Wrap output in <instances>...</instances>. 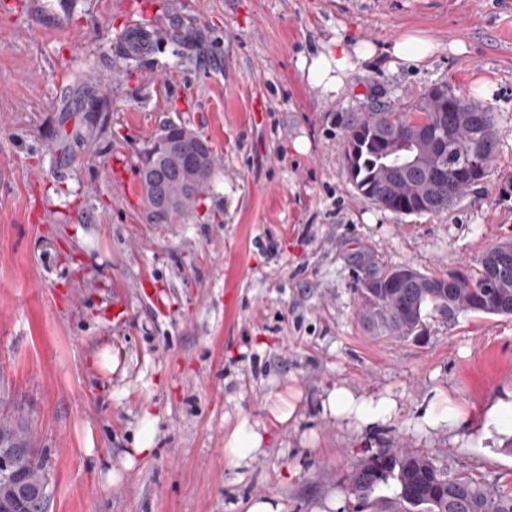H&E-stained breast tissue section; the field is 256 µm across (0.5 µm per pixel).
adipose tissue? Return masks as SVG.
Segmentation results:
<instances>
[{"label":"adipose tissue","mask_w":512,"mask_h":512,"mask_svg":"<svg viewBox=\"0 0 512 512\" xmlns=\"http://www.w3.org/2000/svg\"><path fill=\"white\" fill-rule=\"evenodd\" d=\"M376 54L370 44L354 48L340 45L337 48L302 59L300 67L312 81L326 91L338 90L356 61H367ZM397 408L394 399L387 396L363 397L350 390L337 387L328 392L322 402L326 416L356 425L370 426L392 419ZM425 426L433 431L464 432L475 444H483L491 435H499L502 441L512 440V389L487 404L481 424H474L469 414L453 405L448 398L435 401L424 417ZM265 429L258 422L241 419L229 435L224 456L233 466H241L263 450Z\"/></svg>","instance_id":"obj_1"}]
</instances>
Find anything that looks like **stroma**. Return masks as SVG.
Wrapping results in <instances>:
<instances>
[{
	"instance_id": "stroma-1",
	"label": "stroma",
	"mask_w": 512,
	"mask_h": 512,
	"mask_svg": "<svg viewBox=\"0 0 512 512\" xmlns=\"http://www.w3.org/2000/svg\"><path fill=\"white\" fill-rule=\"evenodd\" d=\"M137 20L152 44L132 62ZM407 33L436 51L390 63L382 48ZM339 39L380 53L326 92L299 63ZM440 85L495 113L489 176L438 214L366 200L347 121ZM172 122L208 141L217 173L192 216L157 224L139 160ZM508 240L512 0H0V407L30 430L49 512H245L261 496L281 512H392L394 489L365 506L347 480L383 446L511 493V444L421 419L444 394L481 421L512 387V316L383 337L354 288L360 254L444 277ZM107 348L112 371L93 361ZM336 386L396 412L370 428L324 417ZM292 398L278 423L273 404ZM146 411L154 450L123 469ZM244 417L268 439L232 467L224 442Z\"/></svg>"
}]
</instances>
